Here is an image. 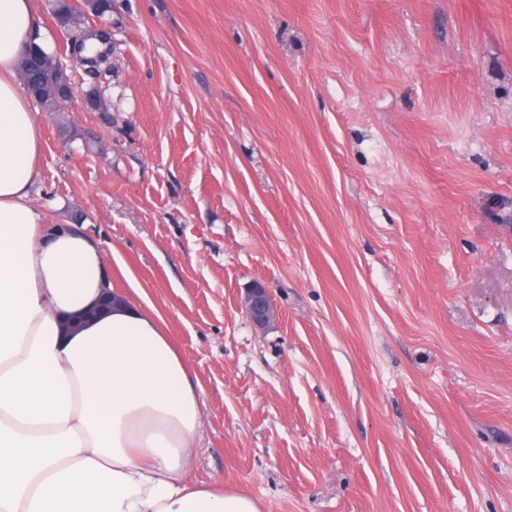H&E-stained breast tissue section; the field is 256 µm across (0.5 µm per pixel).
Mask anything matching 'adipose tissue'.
Returning a JSON list of instances; mask_svg holds the SVG:
<instances>
[{"label":"adipose tissue","instance_id":"adipose-tissue-1","mask_svg":"<svg viewBox=\"0 0 512 512\" xmlns=\"http://www.w3.org/2000/svg\"><path fill=\"white\" fill-rule=\"evenodd\" d=\"M38 24L33 0H0V512H262L190 479L187 363L152 308L87 317L105 253L32 203L42 139L18 67Z\"/></svg>","mask_w":512,"mask_h":512}]
</instances>
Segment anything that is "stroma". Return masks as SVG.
<instances>
[{
    "mask_svg": "<svg viewBox=\"0 0 512 512\" xmlns=\"http://www.w3.org/2000/svg\"><path fill=\"white\" fill-rule=\"evenodd\" d=\"M33 203L187 361L262 512H512V0H112ZM261 284L267 328L241 310Z\"/></svg>",
    "mask_w": 512,
    "mask_h": 512,
    "instance_id": "1",
    "label": "stroma"
}]
</instances>
